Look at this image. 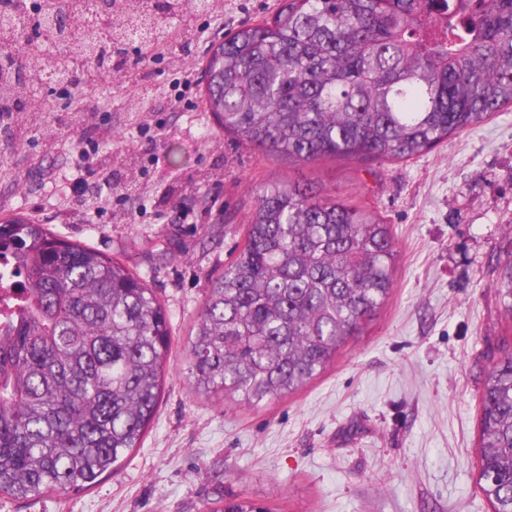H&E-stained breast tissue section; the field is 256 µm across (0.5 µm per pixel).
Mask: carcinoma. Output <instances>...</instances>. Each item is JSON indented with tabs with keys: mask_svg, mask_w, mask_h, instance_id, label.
Segmentation results:
<instances>
[{
	"mask_svg": "<svg viewBox=\"0 0 512 512\" xmlns=\"http://www.w3.org/2000/svg\"><path fill=\"white\" fill-rule=\"evenodd\" d=\"M217 0H70L74 27L51 21L59 0H8L0 47L65 72L24 41L70 42V60L105 66L136 42L170 39V19ZM205 100L244 145L303 162L344 155L402 160L512 108V0H284L211 49ZM23 99L26 81L0 69ZM396 249L383 218L308 185L257 195L245 243L213 282L190 345L198 395L247 404L306 385L388 298ZM25 276L21 308L0 334V496L94 486L140 446L170 367L168 313L108 254L54 236L27 217L0 220V260ZM512 314V258L498 283ZM478 456L493 512H512V352L482 393ZM214 512H267L233 499Z\"/></svg>",
	"mask_w": 512,
	"mask_h": 512,
	"instance_id": "1",
	"label": "carcinoma"
}]
</instances>
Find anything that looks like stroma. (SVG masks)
Wrapping results in <instances>:
<instances>
[{
	"mask_svg": "<svg viewBox=\"0 0 512 512\" xmlns=\"http://www.w3.org/2000/svg\"><path fill=\"white\" fill-rule=\"evenodd\" d=\"M280 0H224L174 19L148 67L90 88L39 82L24 138L0 137V219L21 213L106 252L152 288L171 360L139 448L94 487L0 512H492L477 484L480 400L512 351L496 287L512 254V110L408 160L311 162L219 131L201 83L214 44ZM163 95L145 96V88ZM310 185L381 214L393 287L362 332L300 391L247 405L199 397L189 349L212 281L242 244L263 187Z\"/></svg>",
	"mask_w": 512,
	"mask_h": 512,
	"instance_id": "35a3bbf8",
	"label": "stroma"
}]
</instances>
